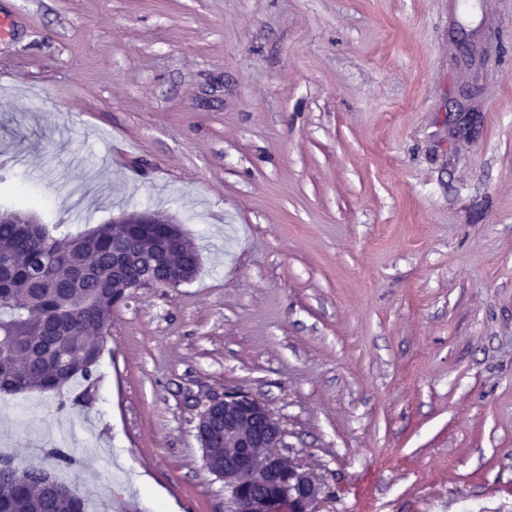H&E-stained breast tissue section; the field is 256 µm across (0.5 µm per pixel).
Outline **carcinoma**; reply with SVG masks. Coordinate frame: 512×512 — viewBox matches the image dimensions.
Returning <instances> with one entry per match:
<instances>
[{
    "label": "carcinoma",
    "mask_w": 512,
    "mask_h": 512,
    "mask_svg": "<svg viewBox=\"0 0 512 512\" xmlns=\"http://www.w3.org/2000/svg\"><path fill=\"white\" fill-rule=\"evenodd\" d=\"M39 224L27 233L0 223V381L10 395L32 390L57 393L71 380L88 382L112 326V309L129 287L112 280V249L137 235L135 227L99 224L85 234L57 233ZM170 261L198 271L195 246L177 244ZM77 267L96 268L100 279L83 288L68 283ZM41 466L19 467L18 480L0 481L7 512H89L87 500L55 498L42 486Z\"/></svg>",
    "instance_id": "1"
}]
</instances>
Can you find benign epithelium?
Wrapping results in <instances>:
<instances>
[{"mask_svg": "<svg viewBox=\"0 0 512 512\" xmlns=\"http://www.w3.org/2000/svg\"><path fill=\"white\" fill-rule=\"evenodd\" d=\"M116 224H134L156 241L178 235L180 226L156 211H132L113 219ZM1 224H35L36 217L16 211H1ZM150 263L133 252L112 258L117 271H132ZM224 409V481L234 512H319L322 485L303 466L280 452L285 432L279 421L259 400L240 390H226L203 404L195 425L200 432L209 410Z\"/></svg>", "mask_w": 512, "mask_h": 512, "instance_id": "benign-epithelium-1", "label": "benign epithelium"}]
</instances>
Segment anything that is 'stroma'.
<instances>
[{
	"label": "stroma",
	"instance_id": "1",
	"mask_svg": "<svg viewBox=\"0 0 512 512\" xmlns=\"http://www.w3.org/2000/svg\"><path fill=\"white\" fill-rule=\"evenodd\" d=\"M0 152L40 223L173 216L194 279L112 313L0 456L92 512H228L197 406L241 389L321 512H512V0H0Z\"/></svg>",
	"mask_w": 512,
	"mask_h": 512
}]
</instances>
